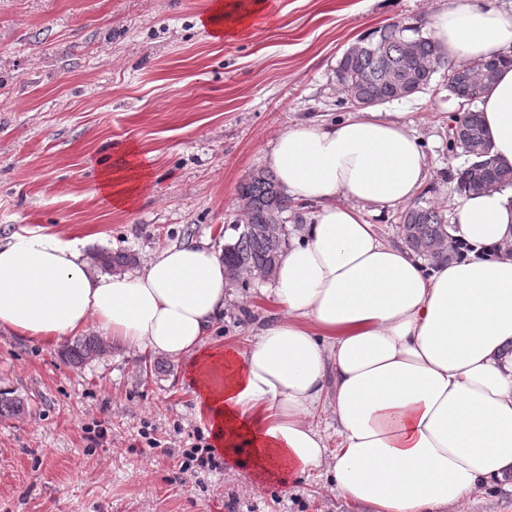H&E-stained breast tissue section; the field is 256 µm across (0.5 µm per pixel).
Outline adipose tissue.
Returning a JSON list of instances; mask_svg holds the SVG:
<instances>
[{"mask_svg":"<svg viewBox=\"0 0 512 512\" xmlns=\"http://www.w3.org/2000/svg\"><path fill=\"white\" fill-rule=\"evenodd\" d=\"M264 4L211 0L201 24L236 37ZM428 25L449 62L500 60L479 110L512 166V10L448 0ZM267 164L286 199L318 209L270 281L280 315L245 347L206 344L232 301L207 243L112 275L56 228L0 244V329L54 345L93 328L105 345L186 363L215 443L261 481L316 472L355 512H462L512 476V186L458 198L448 233L469 256L428 269L364 217L412 201L428 177L401 113L294 124ZM140 187L104 164L93 193L120 209Z\"/></svg>","mask_w":512,"mask_h":512,"instance_id":"obj_1","label":"adipose tissue"}]
</instances>
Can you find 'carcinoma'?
<instances>
[{
    "instance_id": "carcinoma-1",
    "label": "carcinoma",
    "mask_w": 512,
    "mask_h": 512,
    "mask_svg": "<svg viewBox=\"0 0 512 512\" xmlns=\"http://www.w3.org/2000/svg\"><path fill=\"white\" fill-rule=\"evenodd\" d=\"M445 63L441 46L423 33L421 23L394 21L381 26L375 37L352 44L338 60L335 77L339 78L347 103L366 102L373 107L427 89ZM472 72L464 66L447 70L448 93L458 100L465 128L463 138L449 141L450 149L461 150L469 160L457 173V189L463 193L476 191L483 182L496 187L512 183V167L497 162L481 164L480 154L491 147V142L480 113L472 109V104L487 87L469 81ZM240 196L247 202V214L231 225L238 233L235 241L224 245L227 273L231 276L239 268H251L271 277L293 234V229L283 223L288 202L275 175L268 170L249 175L240 186ZM401 221L402 239L417 255L433 262L459 255L458 242L448 235L447 220L435 207L415 203L402 212ZM99 262L107 271H123L134 265L135 257L103 252ZM103 351L100 337L85 336L66 345L62 356L81 366ZM23 411V401L0 393L1 416Z\"/></svg>"
}]
</instances>
